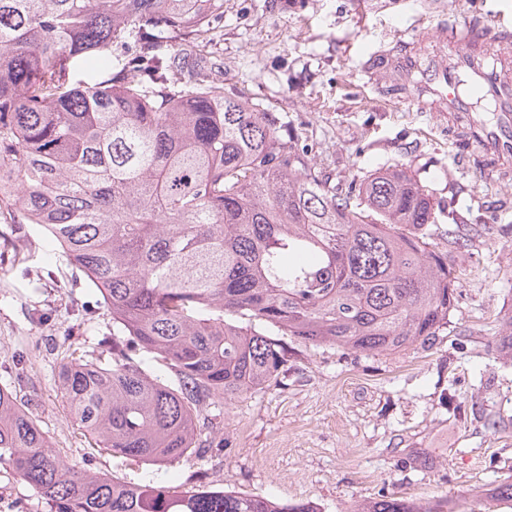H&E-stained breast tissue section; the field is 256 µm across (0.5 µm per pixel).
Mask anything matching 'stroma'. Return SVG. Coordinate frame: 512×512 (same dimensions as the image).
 Segmentation results:
<instances>
[{"label": "stroma", "mask_w": 512, "mask_h": 512, "mask_svg": "<svg viewBox=\"0 0 512 512\" xmlns=\"http://www.w3.org/2000/svg\"><path fill=\"white\" fill-rule=\"evenodd\" d=\"M503 17L512 0H224L207 55L234 95L272 107L333 181L394 165L440 209L424 228L456 269L446 328L396 353L287 338L276 383L212 410L205 452L157 466L89 453L57 392L59 348L97 356L112 315L65 256L0 208V387L36 416L53 448L79 468L131 483L224 489L318 512L404 496L431 512H501L483 498L512 478V358L489 348L512 315V184L484 176L414 98L369 77V55L417 24ZM0 512H48L36 490L0 465Z\"/></svg>", "instance_id": "1"}]
</instances>
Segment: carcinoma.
<instances>
[{"label":"carcinoma","mask_w":512,"mask_h":512,"mask_svg":"<svg viewBox=\"0 0 512 512\" xmlns=\"http://www.w3.org/2000/svg\"><path fill=\"white\" fill-rule=\"evenodd\" d=\"M224 0H0V203L85 274L112 313V347L60 361L67 415L94 451L166 465L206 412L277 379L278 338L349 350L423 345L448 324V254L400 231L436 223L395 166L336 184L279 115L184 73ZM144 34L116 80L76 86ZM178 40L182 51L158 53ZM246 319L242 326L231 321ZM145 355L175 376L165 384ZM0 465L50 512H316L224 490L134 484L68 464L0 387ZM512 503V481L485 490ZM360 512H419L403 497Z\"/></svg>","instance_id":"cac0c4a2"}]
</instances>
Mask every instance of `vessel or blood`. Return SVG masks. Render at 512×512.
Returning <instances> with one entry per match:
<instances>
[{
  "label": "vessel or blood",
  "instance_id": "b4317fda",
  "mask_svg": "<svg viewBox=\"0 0 512 512\" xmlns=\"http://www.w3.org/2000/svg\"><path fill=\"white\" fill-rule=\"evenodd\" d=\"M369 72L390 88L413 87L421 111L436 113L481 155L488 176L512 172V36L488 37L484 24L416 33L372 57ZM488 100L492 119L474 112V98Z\"/></svg>",
  "mask_w": 512,
  "mask_h": 512
}]
</instances>
